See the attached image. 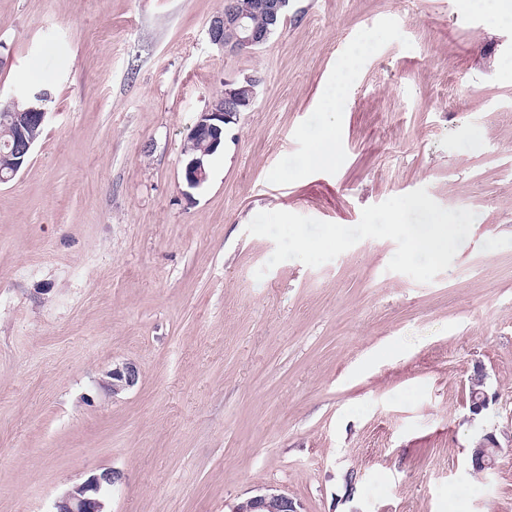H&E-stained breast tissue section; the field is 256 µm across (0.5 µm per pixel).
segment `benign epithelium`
Wrapping results in <instances>:
<instances>
[{
    "label": "benign epithelium",
    "mask_w": 512,
    "mask_h": 512,
    "mask_svg": "<svg viewBox=\"0 0 512 512\" xmlns=\"http://www.w3.org/2000/svg\"><path fill=\"white\" fill-rule=\"evenodd\" d=\"M288 0H256V10L266 16L268 24L274 25L281 16ZM271 29L258 28L248 20V13L237 7V0H225L224 12L216 16L208 29L211 44L217 46L227 56L251 53L263 47L269 39ZM258 79L240 86L236 81L224 83V92L217 96L204 112L200 113L190 129L184 144V152L199 151L184 164V178L188 186L198 187L208 177L204 156L211 153L221 143L224 128L237 121L240 113L253 104L255 86ZM19 98L11 101L12 112L9 120L14 127L9 153L0 157V182L12 179L29 159L37 142L36 130L45 125L47 110L36 99H30L23 110H18ZM139 379L137 367L132 363L117 365L108 372L106 388L116 396L132 387ZM485 374L478 369L470 381L476 385L471 393V409L479 413L489 401L485 390ZM500 448L492 435L484 436L473 448L472 465L485 471L492 466L494 452ZM119 480L115 472L93 475L83 483L67 491L54 504V512H105V499L109 490ZM232 512H300V505L287 493L273 488L249 497L233 507Z\"/></svg>",
    "instance_id": "1"
}]
</instances>
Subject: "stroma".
<instances>
[{
	"instance_id": "35a3bbf8",
	"label": "stroma",
	"mask_w": 512,
	"mask_h": 512,
	"mask_svg": "<svg viewBox=\"0 0 512 512\" xmlns=\"http://www.w3.org/2000/svg\"><path fill=\"white\" fill-rule=\"evenodd\" d=\"M223 9L0 0V105L51 94L0 183V512H52L108 469L107 512H232L267 487L302 512H512V23L469 0H288L227 56ZM245 76L254 105L189 187V130ZM331 116L342 161L306 168ZM419 188L476 214L427 284L388 271L389 239L271 268L246 231L275 210L352 226ZM122 363L139 382L115 396ZM107 375L109 380L105 381V386L115 396L134 387L139 379L137 367L132 363L117 365ZM499 448L500 445L493 435H485L473 448L471 457L473 467L482 472L489 469L492 466L494 454Z\"/></svg>"
}]
</instances>
